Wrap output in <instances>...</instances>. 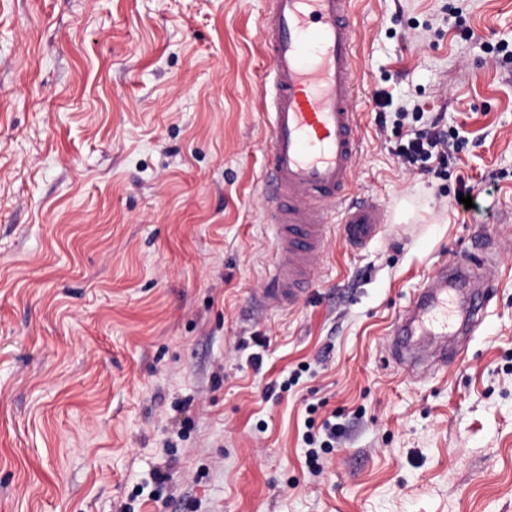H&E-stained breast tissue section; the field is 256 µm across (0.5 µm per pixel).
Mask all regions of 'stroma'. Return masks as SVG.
<instances>
[{
	"label": "stroma",
	"mask_w": 512,
	"mask_h": 512,
	"mask_svg": "<svg viewBox=\"0 0 512 512\" xmlns=\"http://www.w3.org/2000/svg\"><path fill=\"white\" fill-rule=\"evenodd\" d=\"M267 6L0 0V512H512V0H355L393 222L273 312ZM382 92L459 150L405 170ZM488 237L481 328L410 376L399 313Z\"/></svg>",
	"instance_id": "35a3bbf8"
}]
</instances>
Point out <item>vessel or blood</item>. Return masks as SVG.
<instances>
[{"mask_svg":"<svg viewBox=\"0 0 512 512\" xmlns=\"http://www.w3.org/2000/svg\"><path fill=\"white\" fill-rule=\"evenodd\" d=\"M351 2L271 0L260 27L270 58L264 193L271 204L274 262L269 285L255 301L266 310L303 297L332 228L357 250L388 222L381 204L347 193L360 150L352 105L358 70ZM495 267L484 250L444 264L401 313L398 327L432 344L451 338L465 346L482 322L485 303L455 310L452 287L461 281L485 284Z\"/></svg>","mask_w":512,"mask_h":512,"instance_id":"vessel-or-blood-1","label":"vessel or blood"}]
</instances>
